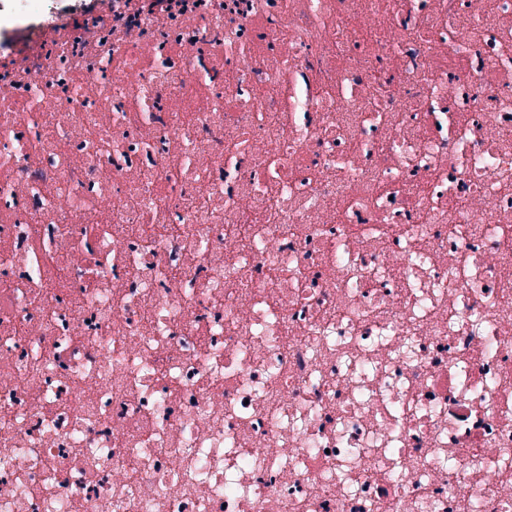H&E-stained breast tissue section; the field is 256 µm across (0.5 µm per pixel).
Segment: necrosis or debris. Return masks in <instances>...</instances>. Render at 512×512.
Returning a JSON list of instances; mask_svg holds the SVG:
<instances>
[{
	"label": "necrosis or debris",
	"instance_id": "1",
	"mask_svg": "<svg viewBox=\"0 0 512 512\" xmlns=\"http://www.w3.org/2000/svg\"><path fill=\"white\" fill-rule=\"evenodd\" d=\"M0 406V512H512V0H0Z\"/></svg>",
	"mask_w": 512,
	"mask_h": 512
}]
</instances>
